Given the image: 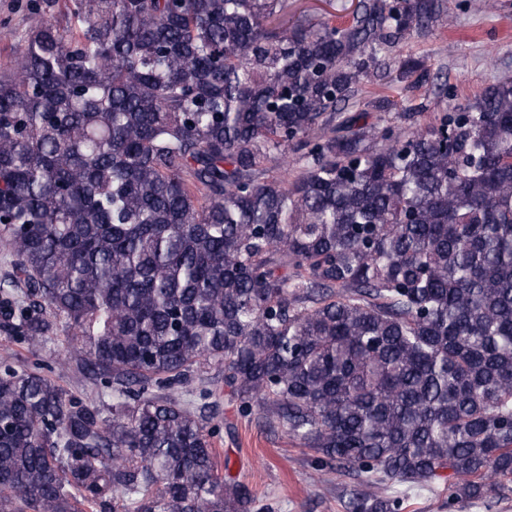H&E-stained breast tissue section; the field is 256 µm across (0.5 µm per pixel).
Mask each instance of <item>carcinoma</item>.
Listing matches in <instances>:
<instances>
[{"label": "carcinoma", "instance_id": "carcinoma-1", "mask_svg": "<svg viewBox=\"0 0 512 512\" xmlns=\"http://www.w3.org/2000/svg\"><path fill=\"white\" fill-rule=\"evenodd\" d=\"M284 9L70 0L0 76V330L64 324L112 394L0 361V512H251L221 394L361 477L349 512L512 497V79L370 122L355 85L447 0ZM355 3V0H286L284 20L326 17L340 23L349 18ZM298 167L296 155L291 150H288V153L279 159L276 167L271 172H268L267 175H261L260 180L269 181L274 178L288 180V182L292 181L298 174ZM58 383L68 391L69 394L77 397L93 396L96 397L99 404L108 413L112 407V397L109 391L104 389H96L88 382L75 368L61 375Z\"/></svg>", "mask_w": 512, "mask_h": 512}]
</instances>
